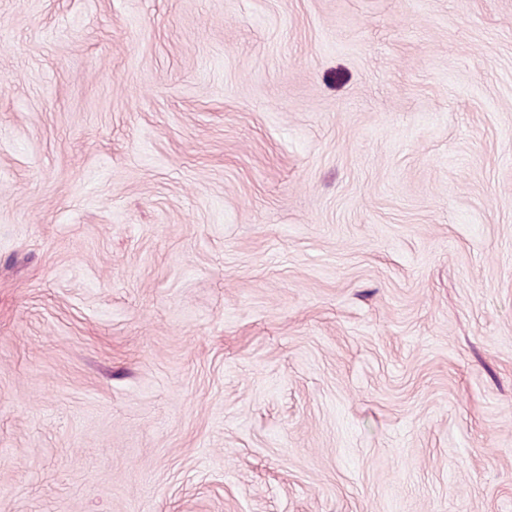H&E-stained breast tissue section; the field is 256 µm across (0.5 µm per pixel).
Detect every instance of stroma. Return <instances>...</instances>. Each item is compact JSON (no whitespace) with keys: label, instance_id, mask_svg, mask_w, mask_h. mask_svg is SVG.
I'll return each mask as SVG.
<instances>
[{"label":"stroma","instance_id":"1","mask_svg":"<svg viewBox=\"0 0 512 512\" xmlns=\"http://www.w3.org/2000/svg\"><path fill=\"white\" fill-rule=\"evenodd\" d=\"M0 512H512V0H0Z\"/></svg>","mask_w":512,"mask_h":512}]
</instances>
